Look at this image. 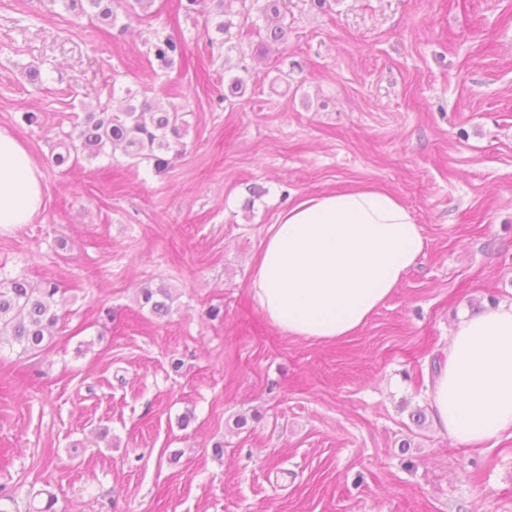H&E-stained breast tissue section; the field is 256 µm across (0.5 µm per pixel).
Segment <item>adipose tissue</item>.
<instances>
[{
    "label": "adipose tissue",
    "mask_w": 512,
    "mask_h": 512,
    "mask_svg": "<svg viewBox=\"0 0 512 512\" xmlns=\"http://www.w3.org/2000/svg\"><path fill=\"white\" fill-rule=\"evenodd\" d=\"M42 206L39 168L0 127V227L30 223ZM425 247L421 225L393 194L339 186L298 198L268 226L250 292L289 337L334 342L370 321ZM427 399L437 430L458 444L512 430V301L459 317Z\"/></svg>",
    "instance_id": "ef3b65f1"
}]
</instances>
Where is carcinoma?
Returning a JSON list of instances; mask_svg holds the SVG:
<instances>
[{
	"label": "carcinoma",
	"mask_w": 512,
	"mask_h": 512,
	"mask_svg": "<svg viewBox=\"0 0 512 512\" xmlns=\"http://www.w3.org/2000/svg\"><path fill=\"white\" fill-rule=\"evenodd\" d=\"M65 7L90 15L109 25L117 11L128 10L142 20L148 17L153 0H63ZM283 0H210L204 34L209 45H223L231 28L252 20V12L264 18L260 47L284 44L288 29L278 22ZM185 57L183 42L171 35H155L148 42L149 64L167 71ZM188 124L184 115L168 111L146 98H129L121 112H87L72 132H62L55 144L53 163L59 167L82 158L95 159L107 150L120 149L127 156L152 164L156 173L166 171L183 153L182 138ZM172 296L164 286L140 289V306L156 316L168 313ZM65 289L53 280L34 284L19 274L0 279V336L9 334L23 354H37L48 345L51 329L61 319Z\"/></svg>",
	"instance_id": "carcinoma-1"
}]
</instances>
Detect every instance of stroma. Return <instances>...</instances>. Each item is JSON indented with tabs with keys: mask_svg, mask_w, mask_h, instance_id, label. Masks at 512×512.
I'll return each mask as SVG.
<instances>
[{
	"mask_svg": "<svg viewBox=\"0 0 512 512\" xmlns=\"http://www.w3.org/2000/svg\"><path fill=\"white\" fill-rule=\"evenodd\" d=\"M175 4L105 26L0 0V127L44 190L0 229V275L67 298L44 351L0 347V512L32 490L55 512H512V435L475 451L411 418L458 317L512 301V0H285L288 41L259 62L255 27L215 50ZM154 29L185 41L165 73ZM130 91L184 113L177 161L53 164L59 133ZM340 184L396 195L426 248L355 335L294 339L252 263L291 198ZM161 285L158 318L137 294Z\"/></svg>",
	"mask_w": 512,
	"mask_h": 512,
	"instance_id": "35a3bbf8",
	"label": "stroma"
}]
</instances>
